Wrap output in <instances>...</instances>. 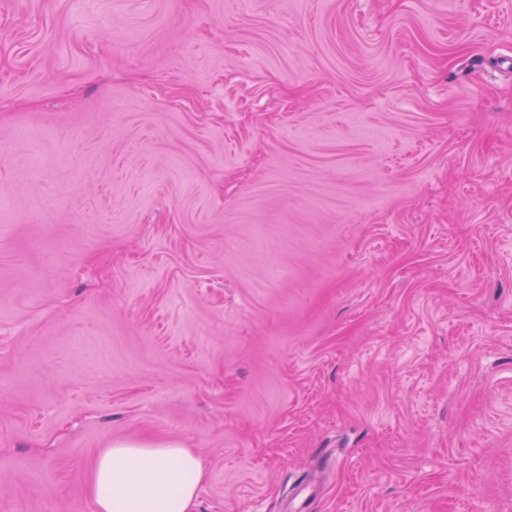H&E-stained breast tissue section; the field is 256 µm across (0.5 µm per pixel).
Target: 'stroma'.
Wrapping results in <instances>:
<instances>
[{
	"mask_svg": "<svg viewBox=\"0 0 512 512\" xmlns=\"http://www.w3.org/2000/svg\"><path fill=\"white\" fill-rule=\"evenodd\" d=\"M117 440L512 512V0H0V512Z\"/></svg>",
	"mask_w": 512,
	"mask_h": 512,
	"instance_id": "1",
	"label": "stroma"
}]
</instances>
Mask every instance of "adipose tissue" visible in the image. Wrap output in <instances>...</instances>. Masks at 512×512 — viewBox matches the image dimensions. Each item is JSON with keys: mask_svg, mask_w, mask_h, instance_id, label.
Here are the masks:
<instances>
[{"mask_svg": "<svg viewBox=\"0 0 512 512\" xmlns=\"http://www.w3.org/2000/svg\"><path fill=\"white\" fill-rule=\"evenodd\" d=\"M205 476L195 449L117 441L99 452L88 493L95 512H195Z\"/></svg>", "mask_w": 512, "mask_h": 512, "instance_id": "adipose-tissue-1", "label": "adipose tissue"}]
</instances>
